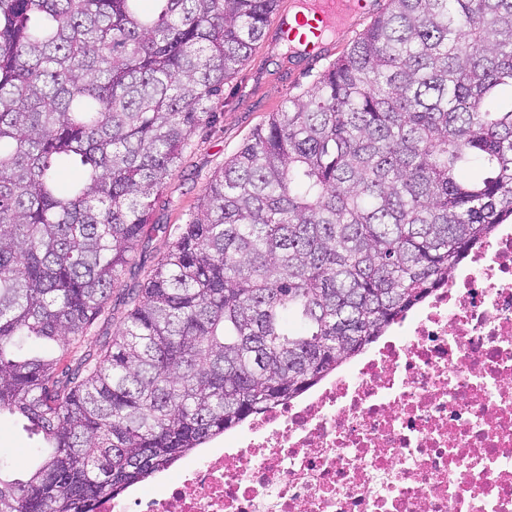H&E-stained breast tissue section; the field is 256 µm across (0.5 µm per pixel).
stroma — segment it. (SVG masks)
I'll return each mask as SVG.
<instances>
[{"label":"stroma","mask_w":512,"mask_h":512,"mask_svg":"<svg viewBox=\"0 0 512 512\" xmlns=\"http://www.w3.org/2000/svg\"><path fill=\"white\" fill-rule=\"evenodd\" d=\"M325 66L322 60L309 64L290 55L273 28H266L263 39L240 71L225 82L223 95L213 99L211 122L193 135L156 205L152 216L155 228L138 250L137 268L125 277L127 287H138L143 281L168 247V229L185 223L196 211L207 183L225 160L248 140L269 113L277 111L288 95L310 87ZM124 316L122 295L113 293L108 312L95 320L89 336L77 348L68 350L65 363H75L81 355L95 352L100 340L112 336ZM36 442L27 421L9 414L0 416V448L13 457L14 477L27 475Z\"/></svg>","instance_id":"35a3bbf8"}]
</instances>
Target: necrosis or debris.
I'll use <instances>...</instances> for the list:
<instances>
[{
	"mask_svg": "<svg viewBox=\"0 0 512 512\" xmlns=\"http://www.w3.org/2000/svg\"><path fill=\"white\" fill-rule=\"evenodd\" d=\"M97 512H512V226L362 358Z\"/></svg>",
	"mask_w": 512,
	"mask_h": 512,
	"instance_id": "obj_1",
	"label": "necrosis or debris"
}]
</instances>
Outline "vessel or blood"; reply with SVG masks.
<instances>
[{"instance_id": "1", "label": "vessel or blood", "mask_w": 512, "mask_h": 512, "mask_svg": "<svg viewBox=\"0 0 512 512\" xmlns=\"http://www.w3.org/2000/svg\"><path fill=\"white\" fill-rule=\"evenodd\" d=\"M375 10V0H310L302 13L293 14L280 7L275 12L277 36L288 39L303 59L316 62L329 50L326 32L343 20L363 18Z\"/></svg>"}]
</instances>
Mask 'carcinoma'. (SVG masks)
Wrapping results in <instances>:
<instances>
[{
    "instance_id": "obj_1",
    "label": "carcinoma",
    "mask_w": 512,
    "mask_h": 512,
    "mask_svg": "<svg viewBox=\"0 0 512 512\" xmlns=\"http://www.w3.org/2000/svg\"><path fill=\"white\" fill-rule=\"evenodd\" d=\"M278 0H0V512L97 503L298 397L512 223V0H387L60 368ZM481 173H470L472 168ZM122 288L123 286L114 290L108 312L95 320L90 335L77 348H69L64 356V363L75 365L76 359L81 355L95 353L99 347V341L105 336H112L119 328L125 316V305L122 303L121 295ZM38 437L28 428V422L17 416L2 414L0 416V448L13 456L15 468L13 477L24 478L31 464L30 448H33Z\"/></svg>"
}]
</instances>
